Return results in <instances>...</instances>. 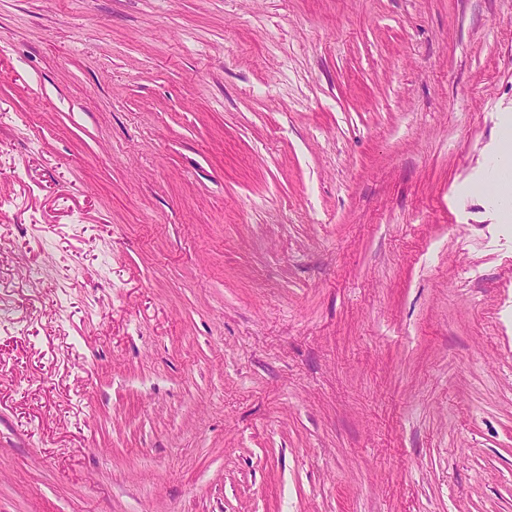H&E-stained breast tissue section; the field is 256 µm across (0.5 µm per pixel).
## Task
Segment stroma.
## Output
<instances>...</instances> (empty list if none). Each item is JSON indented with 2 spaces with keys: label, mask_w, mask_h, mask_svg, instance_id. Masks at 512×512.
Segmentation results:
<instances>
[{
  "label": "stroma",
  "mask_w": 512,
  "mask_h": 512,
  "mask_svg": "<svg viewBox=\"0 0 512 512\" xmlns=\"http://www.w3.org/2000/svg\"><path fill=\"white\" fill-rule=\"evenodd\" d=\"M512 0H0V512H512Z\"/></svg>",
  "instance_id": "1"
}]
</instances>
